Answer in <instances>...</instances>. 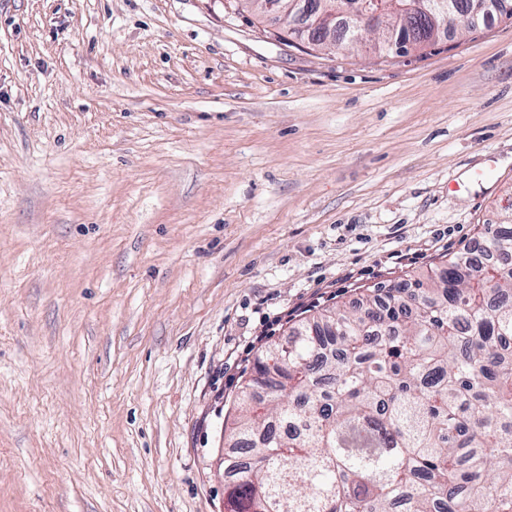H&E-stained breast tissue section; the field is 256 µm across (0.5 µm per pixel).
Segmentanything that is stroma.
Here are the masks:
<instances>
[{"mask_svg": "<svg viewBox=\"0 0 512 512\" xmlns=\"http://www.w3.org/2000/svg\"><path fill=\"white\" fill-rule=\"evenodd\" d=\"M510 215L511 21L384 61L0 0V512H225L262 350Z\"/></svg>", "mask_w": 512, "mask_h": 512, "instance_id": "stroma-1", "label": "stroma"}]
</instances>
